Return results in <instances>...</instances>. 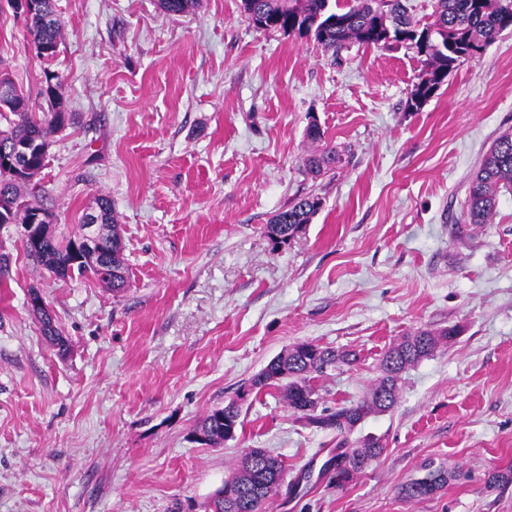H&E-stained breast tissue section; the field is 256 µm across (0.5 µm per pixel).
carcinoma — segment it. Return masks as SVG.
Instances as JSON below:
<instances>
[{
    "label": "carcinoma",
    "instance_id": "1",
    "mask_svg": "<svg viewBox=\"0 0 512 512\" xmlns=\"http://www.w3.org/2000/svg\"><path fill=\"white\" fill-rule=\"evenodd\" d=\"M26 33L36 50H45L49 60L57 52L65 34V22L57 13L55 0H35ZM161 9L179 15L194 10L199 0H158ZM253 10L269 30L300 37L314 36L326 51L335 54L351 44L378 48L389 42L372 36L374 21H379L391 40L408 43L424 55L423 72L407 102L416 112L446 81L460 64L454 49L466 45L483 53L502 33L512 31V0H434L430 21L413 18L408 0H252ZM0 83L10 87L12 95L0 108V151L13 144L29 143L47 148L53 136L65 126L75 123L62 93L63 79L46 74L41 95L47 109L35 112L29 97L16 86L9 74L0 73ZM324 132L317 123L307 128V138L322 144L307 159V170L321 174L336 160V148L322 143ZM23 177L0 178V202L12 205L4 209L3 224H26L39 215L45 234L39 246L25 250L26 257L54 277L62 280L79 276L91 278L110 289L113 295L124 292L128 265L124 243L111 199L103 194L95 198L92 215L102 224L105 257H93L78 248L83 227L68 235L56 233L54 216L46 208L32 203L26 195L35 193V178L43 165L33 154L26 161ZM512 193V132L500 134L483 156L472 174L466 200V223L474 227L488 224L497 213L502 193ZM321 198L309 194L280 210L266 226V233L278 249L301 232L321 209ZM112 265V278L99 277V260ZM42 333L59 353L67 350V339L52 315L40 317ZM459 328L420 327L401 337L384 353L380 361V377L366 396L357 402L336 404L333 409H319L320 396L315 380L341 366L357 360L350 350L321 347L311 342L298 343L273 358L252 380L250 390L260 393L281 387L288 405L307 424L336 434V455L329 460L324 473L336 486L342 487L364 472L382 453L374 439L353 443L350 435L370 414L394 408L400 393L402 374L419 361L428 358L442 345L452 342ZM240 426V409L234 402L205 413L194 427L201 436L199 443L218 447L236 436ZM286 469L279 457L269 451L260 454L254 448L244 452L234 471L224 481V496H213L206 512H265L266 505L278 494L285 481ZM452 474L443 467H429L420 478L401 487L406 499L418 500L436 494L448 485Z\"/></svg>",
    "mask_w": 512,
    "mask_h": 512
}]
</instances>
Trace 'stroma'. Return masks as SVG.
Segmentation results:
<instances>
[{
	"instance_id": "35a3bbf8",
	"label": "stroma",
	"mask_w": 512,
	"mask_h": 512,
	"mask_svg": "<svg viewBox=\"0 0 512 512\" xmlns=\"http://www.w3.org/2000/svg\"><path fill=\"white\" fill-rule=\"evenodd\" d=\"M67 32L51 60L0 11V69L43 105L61 76L78 120L53 139L38 202L70 231L111 198L130 268L120 296L55 279L0 228V512H205L239 456L265 448L287 476L267 512H512V194L465 224L469 179L512 129V34L461 63L420 110L409 46L324 51L249 25L239 0L169 15L157 0H56ZM318 121L340 154L303 165ZM322 209L272 250L266 226L297 198ZM38 289L68 339L58 356L28 310ZM457 325L407 370L397 405L356 436L381 456L346 486L319 469L336 438L281 393L244 384L285 348L355 351L322 404L361 398L384 351L418 327ZM235 439L195 442L229 402ZM459 472L436 495L400 488L425 463Z\"/></svg>"
}]
</instances>
